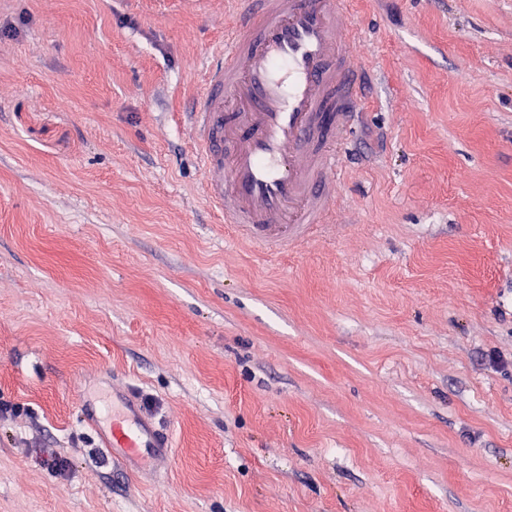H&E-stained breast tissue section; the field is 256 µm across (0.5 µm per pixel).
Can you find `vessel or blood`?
Here are the masks:
<instances>
[{
	"mask_svg": "<svg viewBox=\"0 0 512 512\" xmlns=\"http://www.w3.org/2000/svg\"><path fill=\"white\" fill-rule=\"evenodd\" d=\"M347 0H237L199 71L188 128L209 208L268 256L332 223L365 69L341 32ZM113 462H158L173 446L134 400L97 431Z\"/></svg>",
	"mask_w": 512,
	"mask_h": 512,
	"instance_id": "b4317fda",
	"label": "vessel or blood"
}]
</instances>
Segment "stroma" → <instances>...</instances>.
Returning <instances> with one entry per match:
<instances>
[{"label": "stroma", "instance_id": "stroma-1", "mask_svg": "<svg viewBox=\"0 0 512 512\" xmlns=\"http://www.w3.org/2000/svg\"><path fill=\"white\" fill-rule=\"evenodd\" d=\"M233 8L0 0V512H512V0H350L336 222L275 258L184 118ZM128 389L149 468L80 416ZM127 397L125 412L120 418H113L112 425L106 429L98 426L96 412L90 415L86 411L84 421L96 427L100 448L111 454L112 461L118 465L163 460L175 446L172 433L161 434L152 422L142 419L134 396L128 392Z\"/></svg>", "mask_w": 512, "mask_h": 512}]
</instances>
